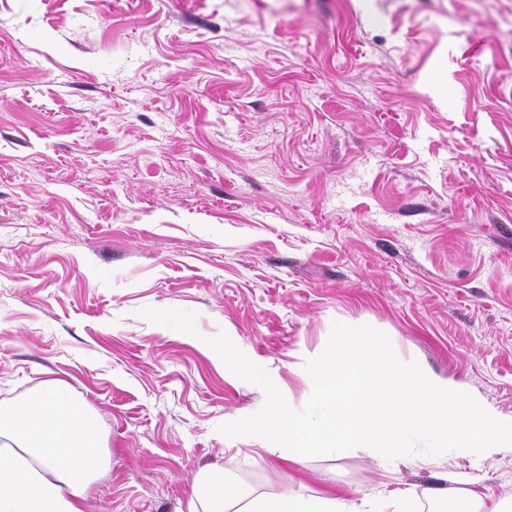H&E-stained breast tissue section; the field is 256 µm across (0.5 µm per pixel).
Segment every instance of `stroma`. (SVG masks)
I'll return each mask as SVG.
<instances>
[{
    "instance_id": "obj_1",
    "label": "stroma",
    "mask_w": 512,
    "mask_h": 512,
    "mask_svg": "<svg viewBox=\"0 0 512 512\" xmlns=\"http://www.w3.org/2000/svg\"><path fill=\"white\" fill-rule=\"evenodd\" d=\"M336 322L512 416V0H0V400L88 406L110 458L84 512H177L204 466L512 497L511 452L355 448L301 485L219 433L265 393L206 338L298 405Z\"/></svg>"
}]
</instances>
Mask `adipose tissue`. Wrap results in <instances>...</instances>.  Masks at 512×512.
Here are the masks:
<instances>
[{
	"instance_id": "1",
	"label": "adipose tissue",
	"mask_w": 512,
	"mask_h": 512,
	"mask_svg": "<svg viewBox=\"0 0 512 512\" xmlns=\"http://www.w3.org/2000/svg\"><path fill=\"white\" fill-rule=\"evenodd\" d=\"M106 469L92 414L69 398L61 383L49 382L36 401L0 406V512H84L91 487ZM441 480L422 495L445 500L449 512H512L510 506L490 507L480 495L460 492L459 475ZM418 495L405 488L358 503L330 485L314 494H246L223 468L204 467L193 479L187 512H407Z\"/></svg>"
}]
</instances>
